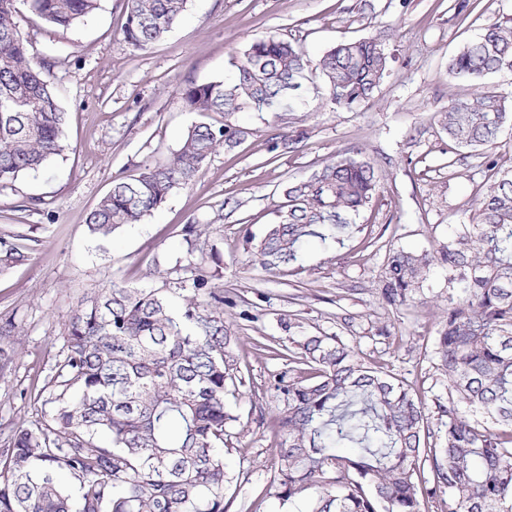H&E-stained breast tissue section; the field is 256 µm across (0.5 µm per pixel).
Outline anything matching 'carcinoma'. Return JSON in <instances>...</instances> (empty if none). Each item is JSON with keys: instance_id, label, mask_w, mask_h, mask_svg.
<instances>
[{"instance_id": "cac0c4a2", "label": "carcinoma", "mask_w": 512, "mask_h": 512, "mask_svg": "<svg viewBox=\"0 0 512 512\" xmlns=\"http://www.w3.org/2000/svg\"><path fill=\"white\" fill-rule=\"evenodd\" d=\"M188 0H126L125 41L145 51L181 20ZM99 0H0V184L64 153L67 113L50 66L34 61L14 17L25 10L68 28ZM330 101L351 106L372 97L388 71L376 38L336 44L316 60L272 34L242 52L233 81L180 89L191 112L230 117L291 105L305 70ZM448 72L475 93L441 113L448 152L483 151L492 183L469 223L448 225L438 260L448 266V316L436 347L448 376V417L439 443L426 433L431 414L409 384L370 367L334 336L302 335L277 355L301 366L284 391L288 409L274 421L280 437L270 488L288 501L313 493L311 512H512V169L489 150L512 126V99L488 85L512 74V25L494 22L449 60ZM247 128L191 127L180 148L113 182L86 217L108 238L150 217L177 188L189 186L210 156L231 149ZM378 192L374 164L339 154L286 190V211L251 241L252 261L273 270L296 260L315 227L340 230ZM188 252L205 257L204 231L184 227ZM29 236L0 235V273L28 259ZM433 257L392 249L383 297L410 300ZM176 305L159 288L110 281L76 310L65 355L51 379L58 394L48 419L12 428L0 449V512H225L239 476L224 459L227 427L237 420L225 399L242 382L237 336L224 320L212 281L192 278ZM433 486L422 494L425 471ZM79 481L72 501L65 479Z\"/></svg>"}]
</instances>
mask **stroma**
Segmentation results:
<instances>
[{"instance_id": "1", "label": "stroma", "mask_w": 512, "mask_h": 512, "mask_svg": "<svg viewBox=\"0 0 512 512\" xmlns=\"http://www.w3.org/2000/svg\"><path fill=\"white\" fill-rule=\"evenodd\" d=\"M189 0L183 20L163 40L139 51L124 39L125 0L67 29L16 15L35 61L51 64L67 114L68 149L46 168L0 187V234L34 239L27 261L0 274V321L12 355L0 377V428L40 426L50 411L49 381L63 357L64 336L79 302L108 281L182 294L213 265L188 256L182 229L203 224L224 256L216 281L236 305L225 308L242 349V383L226 402L238 421L228 442L240 479L226 512H309V497L287 502L270 492L277 448L275 418L287 408L278 386L288 363L289 319L304 333L337 337L365 363L413 385L426 401H447L448 379L435 349L448 308V270L433 264L415 298L388 305L384 258L405 248L437 254L448 227L467 221L489 184L477 155L448 156L439 122L451 99L473 93L448 73L450 57L489 23L512 18V0ZM277 34L317 57L336 44L382 40L388 74L373 96L333 104L321 81L307 76L292 109L244 112L235 123L250 134L217 150L186 188L175 189L143 223L110 239L89 234L85 219L118 178L178 149L188 129L224 125L223 113L185 106L180 88L231 79L237 56ZM299 143H292V136ZM374 163L380 191L351 216L339 243L312 241L297 262L266 270L248 260L249 240L277 219L289 184L309 178L338 153ZM249 319H241L240 310Z\"/></svg>"}]
</instances>
